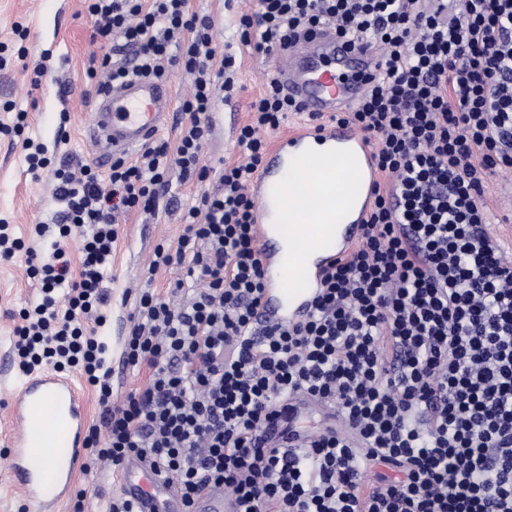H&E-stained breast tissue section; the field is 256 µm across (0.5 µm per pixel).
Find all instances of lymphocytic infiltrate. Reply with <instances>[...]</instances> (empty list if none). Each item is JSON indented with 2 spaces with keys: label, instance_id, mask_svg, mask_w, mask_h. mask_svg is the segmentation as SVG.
I'll return each mask as SVG.
<instances>
[{
  "label": "lymphocytic infiltrate",
  "instance_id": "f902f5d3",
  "mask_svg": "<svg viewBox=\"0 0 512 512\" xmlns=\"http://www.w3.org/2000/svg\"><path fill=\"white\" fill-rule=\"evenodd\" d=\"M98 91L133 77L190 75L175 143L116 157L108 175L52 163L26 139L29 173L50 169L59 211L32 237L38 302L21 308L13 368L76 369L99 408L81 469L137 459L175 485L183 512L221 487L237 512H512V260L487 230V178L512 169V0H257L242 46L270 55L330 26L378 46L379 71L336 122L368 137L381 176L364 235L325 278L302 323L264 318L265 273L248 191L266 132L297 106L267 78L237 144L245 162H202L236 56L189 0H84ZM201 190L176 245L157 244L123 342L148 381L115 398L99 331L119 216L154 211L169 173ZM79 236V260L65 242ZM184 269L169 292L149 284ZM326 411L297 428V403Z\"/></svg>",
  "mask_w": 512,
  "mask_h": 512
}]
</instances>
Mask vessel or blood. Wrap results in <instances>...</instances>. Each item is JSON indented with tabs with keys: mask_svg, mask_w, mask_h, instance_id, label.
<instances>
[{
	"mask_svg": "<svg viewBox=\"0 0 512 512\" xmlns=\"http://www.w3.org/2000/svg\"><path fill=\"white\" fill-rule=\"evenodd\" d=\"M274 61L278 84L303 112L323 120L281 136L249 187L265 267L264 314L289 324L306 314L330 264L359 240L373 205L374 148L360 132L331 117L360 99L382 53L375 46L345 42L325 27L276 51ZM172 109L171 90L157 79L134 80L107 93L95 106L90 131L95 155L139 149L167 128ZM314 144L327 147L322 160L310 155ZM284 177L303 215L302 222L286 228L273 223L271 200L272 188ZM8 408L14 429L6 441L13 484L29 512H56L72 492L85 452L82 390L73 377L46 370L16 384ZM41 448L53 449L60 464H45L37 454ZM123 490L139 512H182L174 486L158 483L146 466H129ZM197 512H236V505L223 489L209 488Z\"/></svg>",
	"mask_w": 512,
	"mask_h": 512,
	"instance_id": "1",
	"label": "vessel or blood"
}]
</instances>
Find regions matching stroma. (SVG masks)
Here are the masks:
<instances>
[{"mask_svg":"<svg viewBox=\"0 0 512 512\" xmlns=\"http://www.w3.org/2000/svg\"><path fill=\"white\" fill-rule=\"evenodd\" d=\"M82 5V0H0V46L8 59L6 66H0V124L13 123L17 111L27 112V135L44 143L49 157L74 164L93 161L86 130L97 94L85 64L101 50L91 40ZM190 6L214 18L216 42L236 45L239 62L240 90L231 100L217 103L202 160L213 166L223 159L240 161L244 154L236 143V130L247 120L251 101L264 90L273 63L265 55L237 46L233 13L225 0H191ZM19 24L28 28L27 40L16 35ZM22 46L29 50L23 62L16 58ZM45 51L50 54L49 70L41 87L34 89L29 84V69ZM199 191L195 182L182 181L178 171H171L157 216L132 212L122 217L109 269L110 332H126L135 307L134 297L125 294L127 287L139 282L141 269L157 243L176 244L184 229L182 211ZM484 203L490 233L512 257V174L499 172L488 178ZM57 208L50 173L28 174L21 138L0 134V218L8 219L16 234L24 237L35 222L51 221ZM27 268L23 255L0 261V363L11 360L18 310L38 297Z\"/></svg>","mask_w":512,"mask_h":512,"instance_id":"obj_1","label":"stroma"}]
</instances>
